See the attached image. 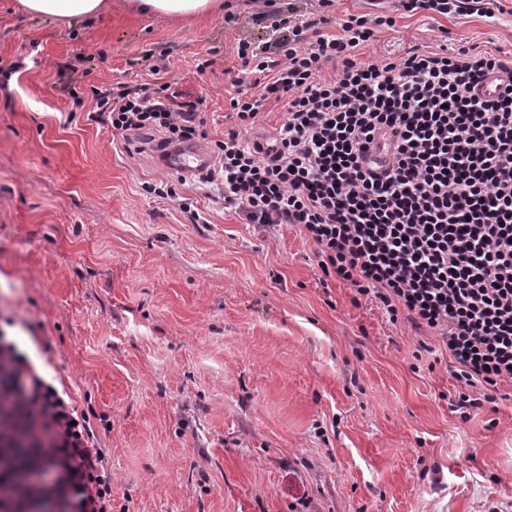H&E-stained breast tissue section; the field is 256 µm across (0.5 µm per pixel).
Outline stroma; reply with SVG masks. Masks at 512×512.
I'll return each instance as SVG.
<instances>
[{"instance_id":"1","label":"stroma","mask_w":512,"mask_h":512,"mask_svg":"<svg viewBox=\"0 0 512 512\" xmlns=\"http://www.w3.org/2000/svg\"><path fill=\"white\" fill-rule=\"evenodd\" d=\"M500 3L490 18L398 17L359 59L510 52ZM231 4L234 23L116 4L68 25L0 0V68L23 63L0 90V330L13 324L40 375L108 417L112 512H296L304 495L308 512H512V383L461 420L438 337L323 279L297 227L244 223L191 180L147 194L169 170L88 120L91 86L154 82L144 57L161 53L165 80L203 100V146L223 140L236 45L264 8ZM61 65L76 72L68 93Z\"/></svg>"}]
</instances>
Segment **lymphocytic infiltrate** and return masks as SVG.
Instances as JSON below:
<instances>
[{
  "mask_svg": "<svg viewBox=\"0 0 512 512\" xmlns=\"http://www.w3.org/2000/svg\"><path fill=\"white\" fill-rule=\"evenodd\" d=\"M332 2L302 14L293 0H267L252 15L274 36L239 42L248 77L231 80L238 127L216 142L198 180L245 223L298 227L324 277L377 301L390 321L438 336L455 363L453 407L466 421L512 383V55L441 45L360 62L356 50L395 20L372 0L373 12L336 21L326 12ZM492 2L397 0L396 8L489 18ZM330 62L338 73L327 79L320 71ZM491 74L505 88L479 95ZM91 94L90 120L127 140L160 133L155 151L203 135L200 99L172 82L98 85ZM270 98L284 108L277 137H243ZM0 386L22 409L33 454L58 474L21 486L0 471V512L60 494L67 512H112V472L89 416L1 333Z\"/></svg>",
  "mask_w": 512,
  "mask_h": 512,
  "instance_id": "f902f5d3",
  "label": "lymphocytic infiltrate"
}]
</instances>
